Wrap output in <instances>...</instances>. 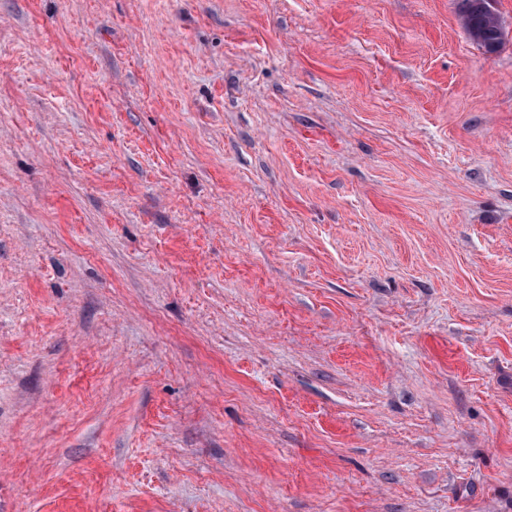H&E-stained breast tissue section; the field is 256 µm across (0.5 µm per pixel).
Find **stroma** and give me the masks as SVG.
I'll return each mask as SVG.
<instances>
[{"label": "stroma", "instance_id": "1", "mask_svg": "<svg viewBox=\"0 0 512 512\" xmlns=\"http://www.w3.org/2000/svg\"><path fill=\"white\" fill-rule=\"evenodd\" d=\"M0 0V512H512V0ZM458 2L462 26L468 36L484 48L485 52L495 53L502 44L504 33L497 18L489 11L490 6L500 17L494 6L487 4V0H459Z\"/></svg>", "mask_w": 512, "mask_h": 512}]
</instances>
